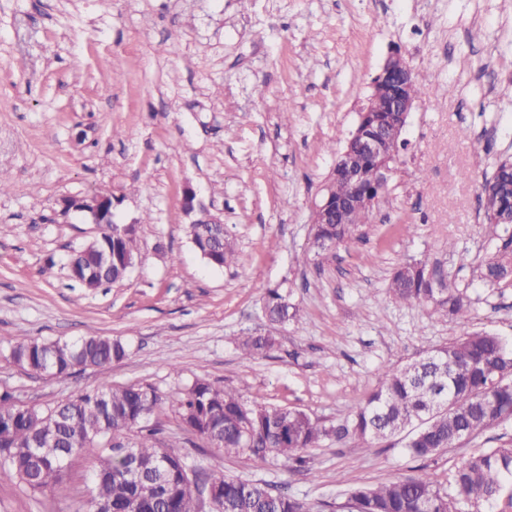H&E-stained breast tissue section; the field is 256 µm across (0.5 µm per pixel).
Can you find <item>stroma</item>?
<instances>
[{
    "instance_id": "1",
    "label": "stroma",
    "mask_w": 512,
    "mask_h": 512,
    "mask_svg": "<svg viewBox=\"0 0 512 512\" xmlns=\"http://www.w3.org/2000/svg\"><path fill=\"white\" fill-rule=\"evenodd\" d=\"M394 47L432 92L414 102L381 208L315 256L312 201ZM510 156L512 0H0V387L46 407L103 383L170 394L203 378L335 424L377 386L380 365L467 329L512 340V278L479 279L505 242L483 222V184ZM188 187L234 240L235 264L195 250ZM104 191L120 198L119 222L140 224L139 252L126 280L88 291L66 262L97 228L60 215V201ZM410 259L438 264L466 295L467 326L392 299L391 276ZM268 285L297 310L273 329ZM254 331L277 347L246 361L236 342ZM89 333L122 339L126 357L52 379L9 357L33 339ZM154 420L190 464L269 482L315 512H349L351 486L420 470L447 486L471 455L512 446L509 418L423 462L397 437L369 451L326 440L304 471L224 454L172 411ZM105 452L98 442L73 459L60 497L0 483V512H84Z\"/></svg>"
}]
</instances>
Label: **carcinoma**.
I'll list each match as a JSON object with an SVG mask.
<instances>
[{"instance_id":"carcinoma-1","label":"carcinoma","mask_w":512,"mask_h":512,"mask_svg":"<svg viewBox=\"0 0 512 512\" xmlns=\"http://www.w3.org/2000/svg\"><path fill=\"white\" fill-rule=\"evenodd\" d=\"M430 81L422 71H410L407 93L419 97ZM387 99L377 96L372 111L358 113L360 129L386 116ZM405 146L395 124L386 131V153L395 157ZM336 166L356 168L364 190L377 193L378 167L354 152L338 154ZM487 224L495 229L512 224L509 162L501 160L484 186ZM332 200L354 196L353 184L338 178L329 185ZM373 210L357 204L346 224H325L324 213L311 216V232L324 240L328 254L369 222ZM187 236L195 249L215 267L229 266L236 251L230 238L214 235L208 224H190ZM136 225H112V232L91 247L69 256L71 276L87 289L118 280L120 266L138 255ZM512 274V253L484 263L480 279L496 284ZM391 296L400 303L418 304L466 324L470 303L451 287L436 265L411 260L392 274ZM271 324H285L295 313L277 288L266 289ZM271 333L248 334L237 341L242 358L254 360L275 349ZM119 339L83 336L75 341H30L11 349L12 361L27 372L61 377L76 369H105L126 357ZM379 382L344 420L326 426L306 413L282 406L251 402L237 387L216 386L198 379L186 389L164 395L150 386H102L47 408L30 407L13 391H0V481H18L32 490L61 494L69 462L98 439L107 440L106 456L93 469L89 501L112 512H205L207 503L192 486L216 491L221 512H316L306 501L289 496L263 481L244 480L222 471L186 469L180 452L163 443L160 428L148 418L166 408L182 425L212 448L229 454L280 458L288 467H303L307 452L324 439L338 444L354 441L367 451L390 436L403 435V448L414 459L429 458L465 439L512 418V342L485 330L466 333L439 348L401 364L378 368ZM158 482L154 502L140 499L130 465ZM512 503V448H491L458 466L443 489L426 474L395 478L378 484H358L349 497L359 512H483L504 490Z\"/></svg>"}]
</instances>
